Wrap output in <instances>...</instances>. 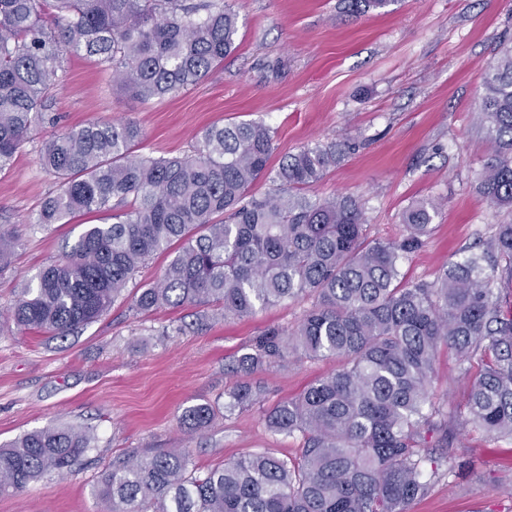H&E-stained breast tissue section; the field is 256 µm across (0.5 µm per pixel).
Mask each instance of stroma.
Returning a JSON list of instances; mask_svg holds the SVG:
<instances>
[{"instance_id": "obj_1", "label": "stroma", "mask_w": 512, "mask_h": 512, "mask_svg": "<svg viewBox=\"0 0 512 512\" xmlns=\"http://www.w3.org/2000/svg\"><path fill=\"white\" fill-rule=\"evenodd\" d=\"M239 15L237 50L197 85L141 103L112 86L96 58L69 56L46 101L58 119L38 129L0 172V227L12 234L11 266L0 275V443L49 424L94 428L82 465L49 473L18 496L0 495V512H108L93 484L112 459L147 448L188 449L207 469L248 454L295 456L300 441L270 433L264 411L298 396L334 371L336 359H291L258 373L262 402L220 413L200 431L184 411L220 404L237 381L226 367L270 327L290 328L312 304L303 296L244 319L218 306L136 311L137 289L160 278L153 257L100 318L57 337L6 322L24 283L58 259L91 219L37 230L30 224L54 184L37 162L42 141L88 121H137V153L182 156L204 128L258 121L271 127V167L301 147L348 141L341 164L310 197L348 195L366 212L370 238L399 241L414 200L443 207L423 246L400 265L403 282H430L506 217L479 190L491 152L478 121L483 76L512 40V0H396L388 10L346 12L343 0H227ZM209 317L199 328V314ZM470 380L454 352L441 350L434 392L445 414L462 410ZM447 477L410 512H512V443L459 429Z\"/></svg>"}]
</instances>
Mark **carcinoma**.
I'll return each mask as SVG.
<instances>
[{"instance_id": "1", "label": "carcinoma", "mask_w": 512, "mask_h": 512, "mask_svg": "<svg viewBox=\"0 0 512 512\" xmlns=\"http://www.w3.org/2000/svg\"><path fill=\"white\" fill-rule=\"evenodd\" d=\"M397 0H348L357 13ZM238 14L224 0H0V171L33 128L66 56L86 52L112 85L140 100L191 87L237 48ZM479 120L492 145L482 193L512 210V42L483 77ZM135 121H91L42 142L39 165L56 180L29 223L46 228L77 213H109L62 257L24 284L10 318L67 336L97 320L153 256L172 252L160 279L141 289V312L219 304L247 318L286 299L312 306L295 327L272 329L227 370L248 377L224 392V410L256 404L249 377L288 357L335 356L342 366L265 411L269 431L300 434L298 457L257 453L197 473L185 448L133 450L101 473L96 495L110 512H409L455 454L432 390L443 345L472 379L462 424L512 442V221L497 224L436 281L403 284L399 266L433 229L438 205L413 202L407 235L369 239L351 196L313 199L307 189L341 161L346 144L306 146L275 170L274 188L250 193L275 151L260 122L213 124L185 156L135 153ZM0 231V272L12 256ZM209 403L181 423L208 427ZM438 433L436 443L429 436ZM80 425H50L0 445V495L47 472L64 475L94 447Z\"/></svg>"}]
</instances>
